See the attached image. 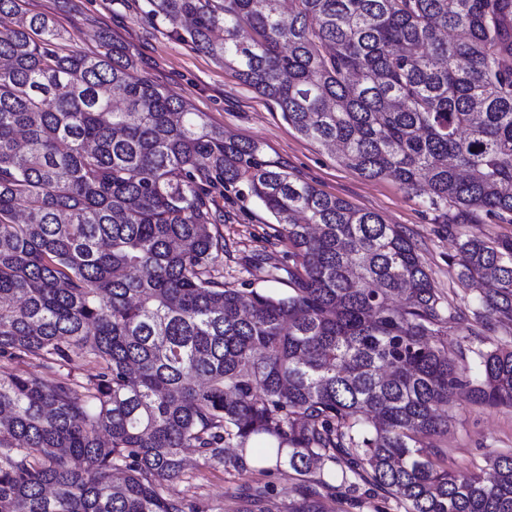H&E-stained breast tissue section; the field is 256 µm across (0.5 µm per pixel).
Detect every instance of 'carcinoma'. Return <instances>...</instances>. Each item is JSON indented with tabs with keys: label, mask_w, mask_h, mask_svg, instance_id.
<instances>
[{
	"label": "carcinoma",
	"mask_w": 512,
	"mask_h": 512,
	"mask_svg": "<svg viewBox=\"0 0 512 512\" xmlns=\"http://www.w3.org/2000/svg\"><path fill=\"white\" fill-rule=\"evenodd\" d=\"M149 3L359 175L512 224V0ZM61 39L46 14L0 22V512H199L172 492L189 450L312 477L289 512L363 486L401 512H512V453L485 480L422 451L441 405L512 406V345L472 378L442 341L512 320V239L458 236L460 283L486 290L449 301L401 227L131 78L107 35L97 55ZM239 184L288 240L252 271L286 292L215 276L214 190ZM75 356L97 372H64Z\"/></svg>",
	"instance_id": "obj_1"
}]
</instances>
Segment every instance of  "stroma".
<instances>
[{
    "label": "stroma",
    "instance_id": "stroma-1",
    "mask_svg": "<svg viewBox=\"0 0 512 512\" xmlns=\"http://www.w3.org/2000/svg\"><path fill=\"white\" fill-rule=\"evenodd\" d=\"M27 13L54 16L68 49L100 50L101 34L124 44L135 56L132 78L146 77L185 101L227 135L258 145L262 160L284 167L325 193L380 214L411 237L435 287L449 299L464 296L454 260L455 239L435 213L423 207L397 182L370 180L348 168L322 147L303 139L272 103L242 84L232 70L180 38L174 25L152 13L148 0H26ZM224 220L225 281L278 290L247 271L257 253L282 256L287 241L275 222L247 189L219 203ZM451 423L447 435L428 440V453L448 469L470 473L486 468L490 452H512V407L487 408L453 401L444 407ZM189 481L174 485L176 493L195 501L202 512H288L292 493L304 477L267 473L259 465L244 471L224 470L191 458Z\"/></svg>",
    "mask_w": 512,
    "mask_h": 512
}]
</instances>
